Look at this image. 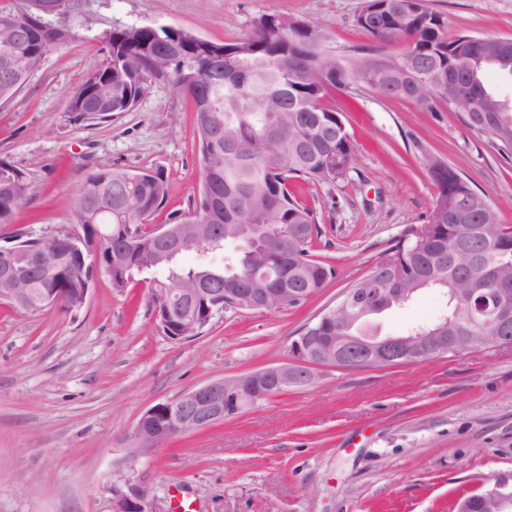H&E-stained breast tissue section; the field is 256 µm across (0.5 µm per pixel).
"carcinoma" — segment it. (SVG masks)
<instances>
[{
	"label": "carcinoma",
	"mask_w": 512,
	"mask_h": 512,
	"mask_svg": "<svg viewBox=\"0 0 512 512\" xmlns=\"http://www.w3.org/2000/svg\"><path fill=\"white\" fill-rule=\"evenodd\" d=\"M0 5V46L9 45L24 68L21 79L0 71V100H8L27 83L44 57L72 37L62 0H52L54 15L38 14L33 0H8ZM357 26L383 44L403 42L420 62L426 78L448 75V49L467 38L448 36L447 19L427 0H365ZM329 36L320 25L276 13L261 15L246 37L218 44L201 43L196 36L173 26L143 24L116 26L106 37V57L93 68L68 98L74 112L92 82L107 80L108 95L88 110L90 119L106 121L129 111L153 78L169 76L193 104L194 126L202 160L199 204L187 220L212 224L216 229L213 253L233 249V260L217 266L212 259L183 268L168 264L146 224L160 208L167 189L161 168L142 172L102 169L89 174L74 198L77 232L60 233L38 241L16 233L13 239L36 253L51 256V264L67 267L61 287L66 305L74 308L78 289L99 270L119 292L144 272L151 279L154 298L161 289L175 287L172 271L187 277L207 272L248 286L251 265L245 240L224 237L225 212H234L242 224H267L272 235H287L297 224L309 233L288 263V281L295 288H314L335 276L334 268L310 251L319 230L311 209L293 196L290 184L299 179L335 184L347 178L354 160L349 134L339 131L340 112L324 103L336 87L365 79L361 70L347 72L326 64ZM436 186L433 209L426 223L410 228L395 241L375 267L385 279L403 288L412 276L405 257L412 251L449 246L459 238L452 216L463 204L471 207V223L485 224L497 233V243L473 238L475 260L468 274L475 288H498L512 280V227L500 222L486 196L475 190L455 168L439 175L429 172ZM28 174L0 159V226L15 223L29 194ZM455 270L448 268L430 279L427 287L445 296L455 288ZM56 284L34 267L32 288L40 295ZM446 304L439 324L465 313L463 294ZM494 333L491 324L470 326L471 348L484 349L483 337Z\"/></svg>",
	"instance_id": "1"
}]
</instances>
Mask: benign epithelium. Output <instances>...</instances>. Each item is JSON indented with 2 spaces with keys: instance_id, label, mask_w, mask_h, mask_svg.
<instances>
[{
  "instance_id": "benign-epithelium-1",
  "label": "benign epithelium",
  "mask_w": 512,
  "mask_h": 512,
  "mask_svg": "<svg viewBox=\"0 0 512 512\" xmlns=\"http://www.w3.org/2000/svg\"><path fill=\"white\" fill-rule=\"evenodd\" d=\"M512 63V39L501 37L485 40L480 54L467 59L464 71L469 79L464 80L453 72L448 78L433 85L434 93L448 98V103L463 112L466 117L481 112H501L502 101H495L485 95L482 107L474 106L475 95L472 81L477 79L478 70L484 64L507 67ZM417 65L412 52L403 56V62L380 70V76L395 73L401 81ZM156 240L163 246L164 253L177 251L181 240L188 234L200 243L214 239L208 224H159L151 226ZM304 237V229L283 238L276 250L260 243L254 254L255 275L252 288H203L195 281L180 288H164L162 292L170 298L189 299L201 304L202 318L188 323L176 322L170 303L163 302L156 309V318L162 326L172 331L186 329L194 334L207 325L215 315L226 309L256 310L288 305L290 295L287 286L275 287L266 271L272 266L284 267L294 255V246ZM31 257L12 244L0 245V301L20 308L29 304ZM412 288H384L382 279L373 277L364 285V291L350 288L343 291L336 305L323 311L336 317V330L341 336H308L300 332L290 345L289 361L267 366L232 378H221L198 385L166 402L147 409L139 418L134 431L135 446L128 449L129 457L136 460L150 454L174 435L158 433L159 421L185 434L208 429L228 417L244 412L257 401L268 398L288 388H298L313 383L320 370L338 368L358 370L368 367H391L414 359L422 354L430 359L447 357L467 350L462 340L468 334L469 318L484 309H491L496 336L490 340V347L498 349L512 346V293L504 288L486 292L482 288L469 289L472 304L468 317L456 319L450 325L439 327L429 336H365L355 329L357 323L379 315L394 305L411 299ZM483 497L495 502L500 512L512 509V471L494 474L484 485ZM113 512H157L155 500L143 488L130 483L112 487Z\"/></svg>"
}]
</instances>
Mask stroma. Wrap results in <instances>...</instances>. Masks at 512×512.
<instances>
[{
	"mask_svg": "<svg viewBox=\"0 0 512 512\" xmlns=\"http://www.w3.org/2000/svg\"><path fill=\"white\" fill-rule=\"evenodd\" d=\"M364 0H73L74 36L26 85L0 101V158L25 170L28 200L8 233L49 237L74 228V195L103 168H163L156 224L192 213L201 156L193 106L170 77L152 79L127 112L106 122L67 109L68 96L105 57L115 26L170 25L224 43L258 16L323 26L337 57L377 42L355 24ZM449 35L512 37V0H428ZM328 102L354 143L347 180H298L291 189L320 228L311 251L335 276L304 303L225 310L192 337L157 328L146 283L115 291L98 278L74 313L29 315L0 303V512H112V486L131 480L162 512H448L493 474L512 470V348L471 350L425 363L325 369L211 428L128 460L141 415L203 383L288 359L291 341L393 241L426 223L434 155L456 168L512 226V156L445 106L425 112L357 85ZM428 289L378 316L400 335L437 318Z\"/></svg>",
	"mask_w": 512,
	"mask_h": 512,
	"instance_id": "1",
	"label": "stroma"
}]
</instances>
